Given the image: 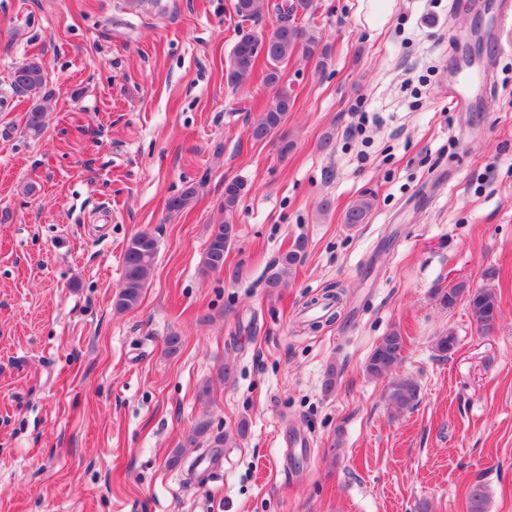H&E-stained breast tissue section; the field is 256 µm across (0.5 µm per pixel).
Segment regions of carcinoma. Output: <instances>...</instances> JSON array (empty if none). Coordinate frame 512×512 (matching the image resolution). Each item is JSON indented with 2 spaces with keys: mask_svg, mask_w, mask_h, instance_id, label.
Returning <instances> with one entry per match:
<instances>
[{
  "mask_svg": "<svg viewBox=\"0 0 512 512\" xmlns=\"http://www.w3.org/2000/svg\"><path fill=\"white\" fill-rule=\"evenodd\" d=\"M234 11L240 18L253 21L260 19L267 11L275 14L278 21L277 26L259 38L249 34L241 36L234 43L225 67L227 83L239 88L250 82L259 59H264L265 81L278 88V91L250 129L252 139L262 141L278 135L293 107L290 93L280 87L282 73L279 64L301 52L308 56H318L319 65L323 67L330 58L331 50L326 45H320V38L314 31L297 22V16L314 12V0H234ZM10 86L13 91L27 95L32 101L25 114L24 132L33 139L40 137L45 129V102L48 99L41 61L31 58L15 68ZM246 193V184L240 180L233 179L225 183L222 204L224 214L232 215ZM197 195V185L187 182L180 193L169 199L167 208L171 212H181L196 200ZM371 209V199L360 198L345 211L343 223L362 224ZM234 237L235 227L228 220L211 226L201 266L202 274L219 272L224 268V255ZM303 250L304 243L298 242L281 255L270 268L267 287L279 288L286 282L300 261ZM157 253L158 242L150 233H138L128 241L123 255L122 282L113 302L115 310L123 312L139 305L153 273ZM463 295L467 296L468 311L477 332L481 335L493 333L499 318V304L494 290L485 287L473 289L462 281L441 293L440 304L450 310ZM405 349V336L397 328L390 330L371 352L366 364L367 374L378 378L393 373L402 363ZM416 393L417 386L413 380L407 377L392 378L386 395L390 411L400 414L411 409ZM468 499L470 512H485L488 495L483 486L472 487Z\"/></svg>",
  "mask_w": 512,
  "mask_h": 512,
  "instance_id": "carcinoma-1",
  "label": "carcinoma"
}]
</instances>
